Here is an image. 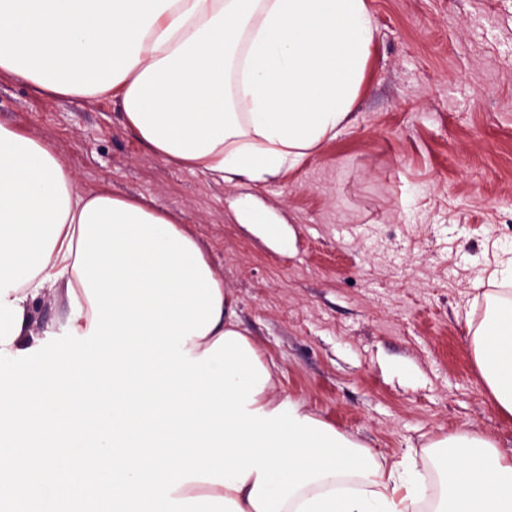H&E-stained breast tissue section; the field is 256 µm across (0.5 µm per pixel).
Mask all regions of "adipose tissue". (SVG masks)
Returning <instances> with one entry per match:
<instances>
[{
    "instance_id": "adipose-tissue-1",
    "label": "adipose tissue",
    "mask_w": 512,
    "mask_h": 512,
    "mask_svg": "<svg viewBox=\"0 0 512 512\" xmlns=\"http://www.w3.org/2000/svg\"><path fill=\"white\" fill-rule=\"evenodd\" d=\"M376 28L368 0H0V73L57 100L115 98L140 142L166 162L226 183L263 182L335 140L355 120ZM109 188L80 189L52 145L0 124V356L36 351L32 324L55 289L78 334L92 309L74 268L80 215ZM186 348L201 356L240 332L233 289ZM475 363L512 416V293L490 299ZM435 512H512V455L479 434L434 444ZM413 456L345 486L308 484L281 512H415ZM256 482L190 481L175 498L226 497L242 512Z\"/></svg>"
}]
</instances>
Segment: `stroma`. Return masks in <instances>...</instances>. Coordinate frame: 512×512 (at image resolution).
Wrapping results in <instances>:
<instances>
[{
    "instance_id": "obj_1",
    "label": "stroma",
    "mask_w": 512,
    "mask_h": 512,
    "mask_svg": "<svg viewBox=\"0 0 512 512\" xmlns=\"http://www.w3.org/2000/svg\"><path fill=\"white\" fill-rule=\"evenodd\" d=\"M378 27L356 122L275 178L228 185L151 154L111 97L59 101L0 75V124L50 142L81 189L186 224L238 298L279 391L389 462L479 433L512 454L472 352L512 257V0H369ZM282 222L273 245L238 221ZM236 215L241 224L252 226L257 233L268 239H276V225L272 224H278V222L270 214L252 205L241 204L236 208Z\"/></svg>"
}]
</instances>
